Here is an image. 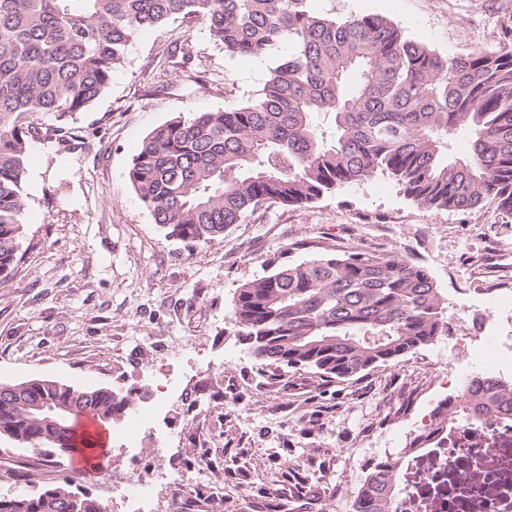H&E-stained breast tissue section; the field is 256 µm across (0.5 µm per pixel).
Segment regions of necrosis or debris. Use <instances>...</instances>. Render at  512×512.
Masks as SVG:
<instances>
[{
    "label": "necrosis or debris",
    "instance_id": "1",
    "mask_svg": "<svg viewBox=\"0 0 512 512\" xmlns=\"http://www.w3.org/2000/svg\"><path fill=\"white\" fill-rule=\"evenodd\" d=\"M463 367L479 363L490 371L512 368V350L502 347L495 330H484L478 344L464 343ZM163 399L136 411L122 431L127 447L149 448L162 460H178L182 451L158 445L150 432L163 410ZM433 448L415 449L399 480L390 512H512V420H491L470 429L438 434ZM134 476L104 485L108 499L149 503L158 482Z\"/></svg>",
    "mask_w": 512,
    "mask_h": 512
}]
</instances>
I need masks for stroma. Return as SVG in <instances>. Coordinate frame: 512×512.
I'll list each match as a JSON object with an SVG mask.
<instances>
[{
  "instance_id": "obj_1",
  "label": "stroma",
  "mask_w": 512,
  "mask_h": 512,
  "mask_svg": "<svg viewBox=\"0 0 512 512\" xmlns=\"http://www.w3.org/2000/svg\"><path fill=\"white\" fill-rule=\"evenodd\" d=\"M339 19L377 14L450 55L512 47V0H311ZM275 57L226 56L199 21L140 33L123 68L85 111L74 140L30 144L19 261L0 282V382L53 379L147 398L165 374L190 379L186 404L163 413L159 440L178 438L182 467L206 459L224 498L206 512H352L374 466L406 456L439 401L461 393L457 340L496 320L476 291L512 271V212L486 201L467 213L430 211L376 176L301 206H271L223 237H168L126 172L157 126L232 110L262 89ZM398 251L424 266L445 299L448 330L396 361L345 379L256 361L230 319L248 280L313 257L292 249ZM112 438L102 481L132 469Z\"/></svg>"
}]
</instances>
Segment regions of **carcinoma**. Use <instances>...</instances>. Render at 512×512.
<instances>
[{"label": "carcinoma", "mask_w": 512, "mask_h": 512, "mask_svg": "<svg viewBox=\"0 0 512 512\" xmlns=\"http://www.w3.org/2000/svg\"><path fill=\"white\" fill-rule=\"evenodd\" d=\"M311 0H0V279L18 262L27 207L30 141L38 115L86 110L122 67L145 29L203 20L230 57H278L261 93L232 111L196 112L155 128L128 179L154 222L189 244L211 241L258 209L309 204L377 174L434 211L467 212L491 199L512 212V48L449 57L408 38L379 15L338 20ZM329 116L331 131L316 123ZM471 135L469 155L448 139ZM231 319L257 360L352 377L430 343L447 328V306L424 267L396 251L341 250L283 265L237 291ZM51 387L72 407L55 428L20 406L0 405V428L24 446L65 454L86 411L124 416L130 398L98 388ZM476 413L512 417V382L475 375L438 403L417 448ZM402 457L366 477L353 512H389ZM73 479L35 495H0V512H104Z\"/></svg>", "instance_id": "1"}]
</instances>
